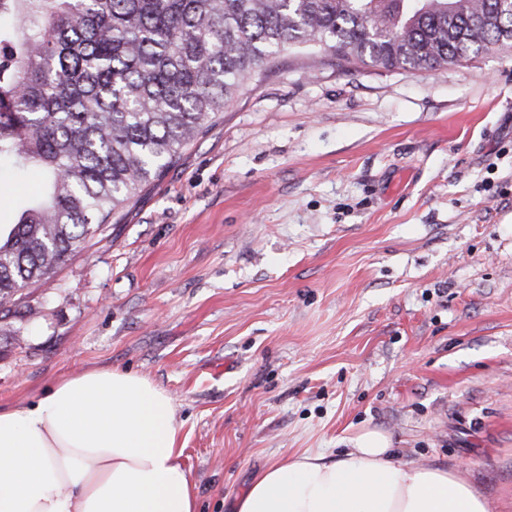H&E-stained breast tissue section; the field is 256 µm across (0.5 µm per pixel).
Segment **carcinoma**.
I'll use <instances>...</instances> for the list:
<instances>
[{
  "label": "carcinoma",
  "instance_id": "1",
  "mask_svg": "<svg viewBox=\"0 0 512 512\" xmlns=\"http://www.w3.org/2000/svg\"><path fill=\"white\" fill-rule=\"evenodd\" d=\"M511 48L501 0H0V164L46 176L0 235V316L281 59L416 72Z\"/></svg>",
  "mask_w": 512,
  "mask_h": 512
}]
</instances>
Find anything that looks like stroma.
<instances>
[{"label": "stroma", "mask_w": 512, "mask_h": 512, "mask_svg": "<svg viewBox=\"0 0 512 512\" xmlns=\"http://www.w3.org/2000/svg\"><path fill=\"white\" fill-rule=\"evenodd\" d=\"M42 186L0 169V224ZM0 320V407L119 368L169 392L199 512L368 429L512 512V50L228 102Z\"/></svg>", "instance_id": "1"}]
</instances>
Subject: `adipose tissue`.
Masks as SVG:
<instances>
[{
  "instance_id": "ef3b65f1",
  "label": "adipose tissue",
  "mask_w": 512,
  "mask_h": 512,
  "mask_svg": "<svg viewBox=\"0 0 512 512\" xmlns=\"http://www.w3.org/2000/svg\"><path fill=\"white\" fill-rule=\"evenodd\" d=\"M174 400L119 369L68 376L37 402L0 409V512H198ZM234 512H494L453 471L398 458L376 431L337 459L266 467Z\"/></svg>"
}]
</instances>
